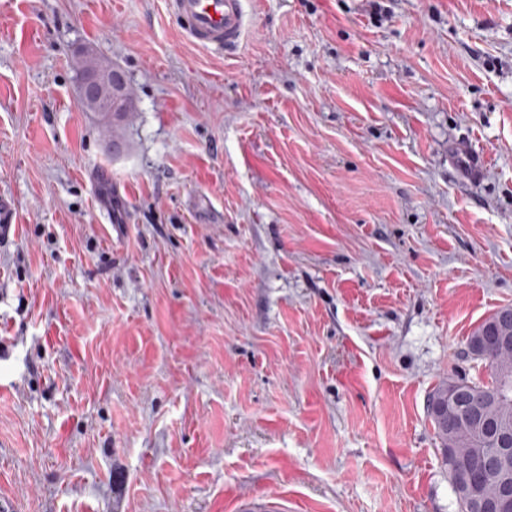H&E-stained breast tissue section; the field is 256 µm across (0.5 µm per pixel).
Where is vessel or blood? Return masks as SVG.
Wrapping results in <instances>:
<instances>
[{"label": "vessel or blood", "mask_w": 512, "mask_h": 512, "mask_svg": "<svg viewBox=\"0 0 512 512\" xmlns=\"http://www.w3.org/2000/svg\"><path fill=\"white\" fill-rule=\"evenodd\" d=\"M186 37L205 48H226L244 38L249 25V0H168Z\"/></svg>", "instance_id": "obj_1"}]
</instances>
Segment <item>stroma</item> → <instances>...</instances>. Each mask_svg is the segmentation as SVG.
Returning <instances> with one entry per match:
<instances>
[{
    "instance_id": "1",
    "label": "stroma",
    "mask_w": 512,
    "mask_h": 512,
    "mask_svg": "<svg viewBox=\"0 0 512 512\" xmlns=\"http://www.w3.org/2000/svg\"><path fill=\"white\" fill-rule=\"evenodd\" d=\"M250 2L209 50L166 0H0L11 512H459L426 399L512 306V0ZM100 62L101 61L95 57H91L83 53H80L76 58V68L80 73L81 81H83L89 75L96 72H103L107 74L109 77L113 76L114 74L122 75L124 78V84L122 86V89L125 107L122 104L123 98L121 96V91L119 89H116L115 87L111 89L110 98L105 102L106 105L110 107L113 112H109L94 105L96 100L81 103L85 108L94 112H98V114L101 116L102 123L106 127H112L113 132H115L119 127V122H121L127 116V114H129V112H132L135 109V100L130 89L128 88L123 72L117 69L118 67L114 68L112 66H104L100 64ZM101 79L102 78L95 77L85 79L80 86V99L82 100L86 96L91 95L94 91L95 85Z\"/></svg>"
}]
</instances>
